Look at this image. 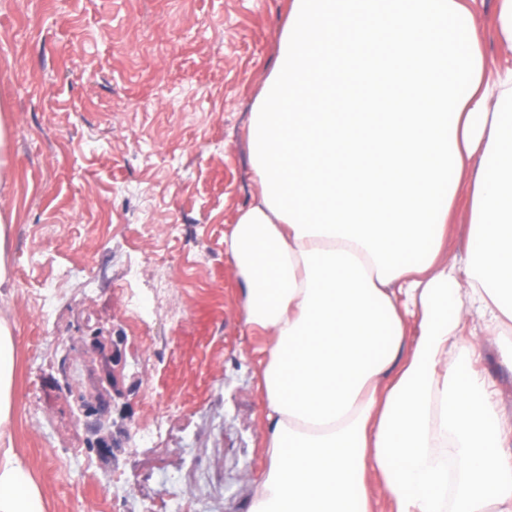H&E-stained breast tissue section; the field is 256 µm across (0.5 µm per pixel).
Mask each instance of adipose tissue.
<instances>
[{
  "mask_svg": "<svg viewBox=\"0 0 512 512\" xmlns=\"http://www.w3.org/2000/svg\"><path fill=\"white\" fill-rule=\"evenodd\" d=\"M482 3L290 0L248 128L259 192L224 238L264 339L249 512H374L373 474L394 512H512V424L461 299L512 321V66L488 61ZM380 73L383 110L337 111ZM15 353L0 315V512H48L13 445ZM467 214L463 207L458 210L456 224H451L448 231V239L445 243V257L448 263H460L466 256L467 251Z\"/></svg>",
  "mask_w": 512,
  "mask_h": 512,
  "instance_id": "1",
  "label": "adipose tissue"
}]
</instances>
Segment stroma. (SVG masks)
<instances>
[{
  "mask_svg": "<svg viewBox=\"0 0 512 512\" xmlns=\"http://www.w3.org/2000/svg\"><path fill=\"white\" fill-rule=\"evenodd\" d=\"M288 4L0 0V313L48 512H248L264 403L224 235L257 194L248 123ZM465 330L512 424V367L476 309ZM14 213L0 210V291L12 288Z\"/></svg>",
  "mask_w": 512,
  "mask_h": 512,
  "instance_id": "35a3bbf8",
  "label": "stroma"
}]
</instances>
